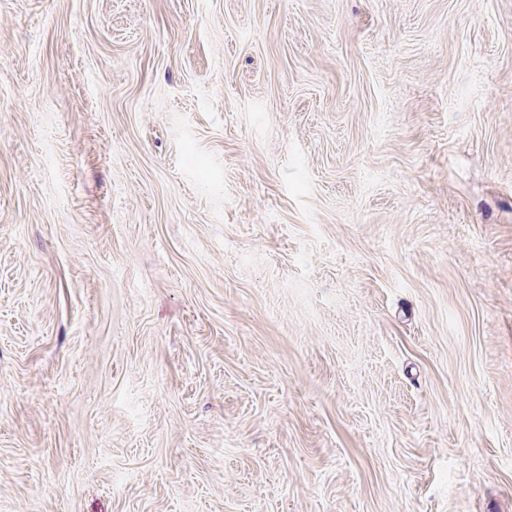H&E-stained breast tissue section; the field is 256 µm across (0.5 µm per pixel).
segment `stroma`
I'll list each match as a JSON object with an SVG mask.
<instances>
[{
    "mask_svg": "<svg viewBox=\"0 0 512 512\" xmlns=\"http://www.w3.org/2000/svg\"><path fill=\"white\" fill-rule=\"evenodd\" d=\"M0 512H512V0H0Z\"/></svg>",
    "mask_w": 512,
    "mask_h": 512,
    "instance_id": "1",
    "label": "stroma"
}]
</instances>
